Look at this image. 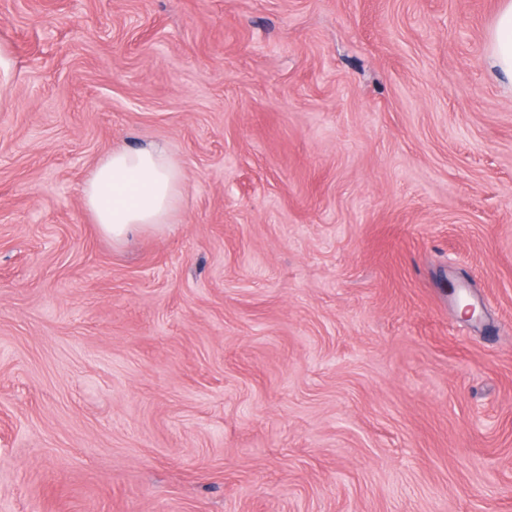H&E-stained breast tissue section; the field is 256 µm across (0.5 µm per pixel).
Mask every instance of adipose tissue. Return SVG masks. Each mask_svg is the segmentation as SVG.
I'll use <instances>...</instances> for the list:
<instances>
[{"label":"adipose tissue","instance_id":"obj_1","mask_svg":"<svg viewBox=\"0 0 512 512\" xmlns=\"http://www.w3.org/2000/svg\"><path fill=\"white\" fill-rule=\"evenodd\" d=\"M491 74L512 79V0L499 10L486 44ZM183 172L162 146L112 150L83 185V202L99 231L123 242L170 224L183 201Z\"/></svg>","mask_w":512,"mask_h":512}]
</instances>
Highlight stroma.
<instances>
[{
  "label": "stroma",
  "instance_id": "stroma-1",
  "mask_svg": "<svg viewBox=\"0 0 512 512\" xmlns=\"http://www.w3.org/2000/svg\"><path fill=\"white\" fill-rule=\"evenodd\" d=\"M499 7L0 0V512H512ZM152 142L183 204L112 242ZM183 172L162 146L112 150L83 185V202L99 231L123 242L171 224L183 201Z\"/></svg>",
  "mask_w": 512,
  "mask_h": 512
}]
</instances>
